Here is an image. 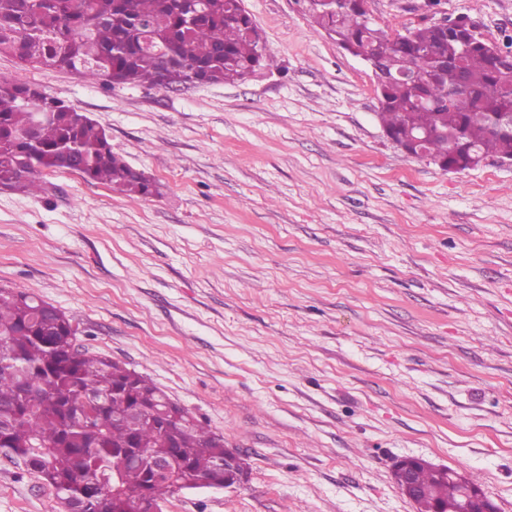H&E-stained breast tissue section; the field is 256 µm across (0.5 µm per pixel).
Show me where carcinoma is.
<instances>
[{
  "instance_id": "cac0c4a2",
  "label": "carcinoma",
  "mask_w": 512,
  "mask_h": 512,
  "mask_svg": "<svg viewBox=\"0 0 512 512\" xmlns=\"http://www.w3.org/2000/svg\"><path fill=\"white\" fill-rule=\"evenodd\" d=\"M365 0L307 10L341 45L375 60L379 119L397 142L424 138L425 159H446L457 146L485 160L512 159V132L494 117L512 113V50L473 39L460 66L444 64L453 27L425 23L389 38L363 20ZM0 55L21 66L67 68L110 86L166 89L240 82L267 61L258 29L238 0H0ZM418 76L416 85L404 79ZM76 171L127 196L150 197L155 182L112 152L106 130L35 84L0 79V190L33 193L45 172ZM68 316L27 293L0 287V455L51 486L65 512H126L143 500L163 502L201 479L224 487V436L191 414L163 429L157 409L167 396L144 376L75 346ZM101 403L89 411L82 398ZM119 480L100 474L120 453ZM177 455L171 477L152 481L151 464ZM435 504L456 512L470 480L437 479L418 468Z\"/></svg>"
}]
</instances>
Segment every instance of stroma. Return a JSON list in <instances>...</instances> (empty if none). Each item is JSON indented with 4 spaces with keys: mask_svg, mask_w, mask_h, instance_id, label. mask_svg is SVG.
<instances>
[{
    "mask_svg": "<svg viewBox=\"0 0 512 512\" xmlns=\"http://www.w3.org/2000/svg\"><path fill=\"white\" fill-rule=\"evenodd\" d=\"M270 66L244 81L115 88L0 56L103 126L158 186L75 171L0 190V286L42 298L79 351L125 365L246 459L234 489L163 512H416L403 457L512 512V164L445 172L378 119L371 68L301 0H244ZM388 35L467 15L512 36V0H366ZM0 512H58L0 457ZM419 464H429V462L416 457L401 458L396 461L392 471L393 478L400 487L402 493L413 504H415V500L422 495L421 489H419L413 482V472Z\"/></svg>",
    "mask_w": 512,
    "mask_h": 512,
    "instance_id": "obj_1",
    "label": "stroma"
}]
</instances>
